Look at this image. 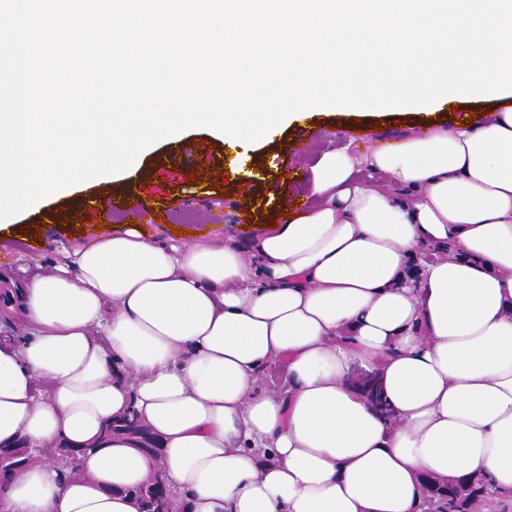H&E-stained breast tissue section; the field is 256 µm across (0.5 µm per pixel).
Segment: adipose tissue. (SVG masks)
I'll use <instances>...</instances> for the list:
<instances>
[{
	"instance_id": "adipose-tissue-1",
	"label": "adipose tissue",
	"mask_w": 512,
	"mask_h": 512,
	"mask_svg": "<svg viewBox=\"0 0 512 512\" xmlns=\"http://www.w3.org/2000/svg\"><path fill=\"white\" fill-rule=\"evenodd\" d=\"M402 188L387 191L382 178ZM312 206L249 239L125 224L23 281L0 339V445L80 448L0 481V512H424V477L512 502V102L312 168ZM444 256L412 258L422 247ZM284 368V388L262 385ZM378 373L385 419L349 383ZM136 409L149 456L107 421ZM127 492L139 502L140 512H173L176 509L175 501L161 505V501L165 500L166 495L160 468L152 473L144 483L128 489Z\"/></svg>"
}]
</instances>
